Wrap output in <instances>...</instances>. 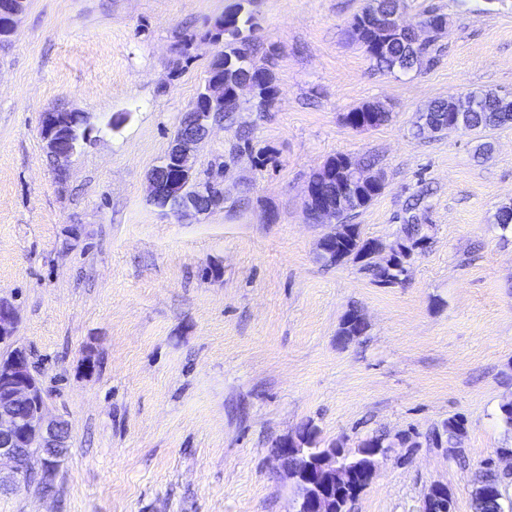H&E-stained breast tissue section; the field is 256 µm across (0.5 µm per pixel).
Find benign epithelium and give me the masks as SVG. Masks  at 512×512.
<instances>
[{
	"label": "benign epithelium",
	"mask_w": 512,
	"mask_h": 512,
	"mask_svg": "<svg viewBox=\"0 0 512 512\" xmlns=\"http://www.w3.org/2000/svg\"><path fill=\"white\" fill-rule=\"evenodd\" d=\"M23 13V0H0V26L14 30L18 17ZM193 130L175 137L159 165L148 176V197L155 205L171 213L184 216L191 212L201 214L211 210L205 202L211 198L224 201L220 183L201 177L195 168V155L216 124L213 113L199 102V111L192 113ZM58 113L45 112L41 116V138L45 154L55 168L65 170L67 162L79 149L91 143L94 125L69 140L55 137ZM348 181L341 185L345 194L357 186L378 184V176L364 169L351 157L343 158ZM305 207L311 220L320 224H337V203L322 195L318 180H311L306 188ZM17 313L14 305L0 299V344L10 346V354L0 357V461L7 459L14 464L13 480H18L26 469L30 456H40L45 463V473H50L63 459L70 447V432L60 418L47 411V393L38 372L34 369L29 350L14 342L17 330ZM300 450L299 437L280 439L272 455L280 462L281 470L291 485L306 484V495L294 494L293 512H336V503L328 491L329 484L342 474L336 452L320 456L303 471L288 468V452ZM448 485L432 483L423 498L421 512H431Z\"/></svg>",
	"instance_id": "7a95c632"
}]
</instances>
